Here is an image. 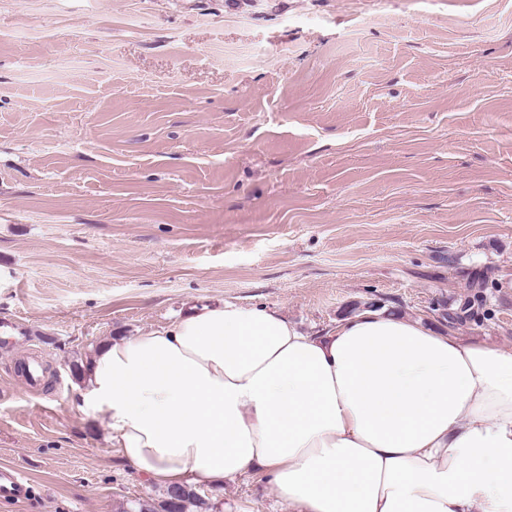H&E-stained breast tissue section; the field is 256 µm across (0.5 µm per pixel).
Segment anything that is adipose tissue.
<instances>
[{"instance_id": "adipose-tissue-1", "label": "adipose tissue", "mask_w": 512, "mask_h": 512, "mask_svg": "<svg viewBox=\"0 0 512 512\" xmlns=\"http://www.w3.org/2000/svg\"><path fill=\"white\" fill-rule=\"evenodd\" d=\"M79 396L166 488L257 469L288 512H512V352L419 319L196 306L101 346Z\"/></svg>"}]
</instances>
